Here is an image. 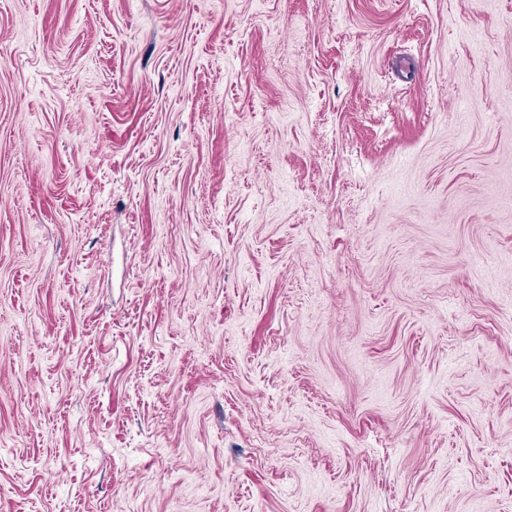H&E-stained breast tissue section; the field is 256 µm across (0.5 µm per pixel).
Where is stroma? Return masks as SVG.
Segmentation results:
<instances>
[{"mask_svg": "<svg viewBox=\"0 0 512 512\" xmlns=\"http://www.w3.org/2000/svg\"><path fill=\"white\" fill-rule=\"evenodd\" d=\"M0 512H512V0H0Z\"/></svg>", "mask_w": 512, "mask_h": 512, "instance_id": "obj_1", "label": "stroma"}]
</instances>
